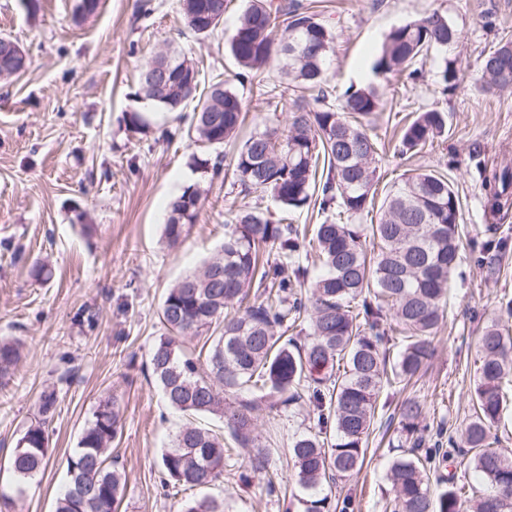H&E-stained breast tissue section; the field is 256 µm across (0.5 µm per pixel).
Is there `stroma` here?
I'll return each instance as SVG.
<instances>
[{
	"instance_id": "stroma-1",
	"label": "stroma",
	"mask_w": 512,
	"mask_h": 512,
	"mask_svg": "<svg viewBox=\"0 0 512 512\" xmlns=\"http://www.w3.org/2000/svg\"><path fill=\"white\" fill-rule=\"evenodd\" d=\"M335 32L329 86H379L385 106L369 132L383 150L379 192L408 169L451 166L462 201L463 261L452 278L435 353L416 383L383 387L362 470L351 477L303 490L288 456L292 436L307 431V406L278 415L256 413V443L268 427L278 434L270 470H252V449H240L211 490L226 512H306L310 501L351 497L354 512H384L391 494L389 467L405 442L397 409L415 398L427 421L460 429L471 413L470 391L479 366L476 340L482 327L500 319L512 298V246L489 272L474 246L485 238L483 197L470 153L481 148L487 164L512 159V90L478 94L473 84L482 52L512 38V0H303ZM246 0H231L223 21L206 37L189 31L180 0H152L150 16L139 0H99L81 13V0H0V36L18 41L30 66L0 83V336L25 344L18 370L0 380V486L10 487L7 462L23 427L37 414L43 392L56 391L49 420V463L16 503L15 512H55L65 482V459L99 402L121 400L123 429L112 457L126 478L118 512H180L185 493L163 495L160 457L184 423L149 377L150 350L161 335L159 310L169 288L199 269L224 243L233 211L258 207L277 212L271 199L241 193L233 173L214 178L194 161L230 157L220 150L166 143L160 128L127 130L129 112L151 106L133 96L138 70L173 45L200 62L201 81L223 73L242 100L247 138L273 109L257 85L235 81L237 65L228 40ZM440 12L463 31L450 51L458 61L457 88L442 92L440 55H431L420 80L403 84L377 77L373 62L394 27ZM448 115V135L425 154L400 160L394 146L414 108ZM201 193L198 220L182 243L162 240L167 203L187 187ZM50 265L49 282L34 280V262ZM277 490L268 492V473Z\"/></svg>"
}]
</instances>
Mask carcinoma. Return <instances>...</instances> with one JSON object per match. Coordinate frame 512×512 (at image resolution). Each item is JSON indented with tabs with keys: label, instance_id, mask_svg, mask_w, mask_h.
<instances>
[{
	"label": "carcinoma",
	"instance_id": "1",
	"mask_svg": "<svg viewBox=\"0 0 512 512\" xmlns=\"http://www.w3.org/2000/svg\"><path fill=\"white\" fill-rule=\"evenodd\" d=\"M219 1L227 2L180 0L191 32L206 37L214 31L224 19L210 15ZM281 23L299 30L277 44L271 33ZM461 38L448 17L426 14L388 32L373 70L386 80L404 76L415 82L428 54L439 51L446 91L456 86L460 72L448 48ZM334 41L332 28L301 0L276 5L248 0L239 15L230 38L239 67L236 80L260 86L267 103L290 113V120L285 129L268 120L245 140L230 160L236 181L245 194H269L287 209L313 205L325 213L334 208L336 219L310 229L275 223L257 210L235 212L224 225L220 252L167 291L159 312L163 333L150 358L151 375L169 407L219 418L227 436L244 448L254 442L260 406L278 411L308 403L313 427L293 436L288 448L298 482L307 489L362 468L381 389L411 380L432 358L449 279L461 262V198L448 175L434 169L404 173L375 205L379 143L367 126L384 98L375 87L349 86L340 107L327 102L326 70ZM155 60L169 61L174 80L168 87L151 86L143 67L136 96L160 110L179 112L197 95L198 67L172 46ZM272 64L282 75L277 84L265 81ZM476 84L486 94L512 88V40L481 55ZM311 89L317 94L310 102L302 91ZM242 121L238 94L218 78L194 106L186 136L221 146L235 137ZM446 133L442 111L418 110L405 124L395 153L413 156ZM471 158L489 223L497 224L512 212V165L487 166L479 148ZM200 201V192L191 188L169 200L167 246L179 245L187 226L196 223ZM370 211L377 218L365 226L344 221ZM267 245L278 250L277 258L263 257ZM507 247L503 239L485 241L479 258L496 257ZM310 250L323 269L311 282L300 262ZM297 328L310 330L308 344L286 335ZM208 331L205 357L185 352V338ZM477 348L473 413L460 437L442 423L433 431L420 426L416 400L400 404L401 431L410 448L390 467L391 512H512V457L490 448L504 386H512V330L491 322ZM21 356L19 339L0 338V379L13 374ZM56 402L55 391L42 394L38 417L13 448V494L0 491L5 512L44 465L45 426ZM121 418L117 396L99 403L78 447L66 458L67 482L56 512H117L125 477L112 467L110 455L121 435ZM453 455L468 458V467L487 485L484 494L438 475ZM229 456L224 435L189 421L161 456L162 487L208 488L223 476ZM183 512H224V499H190Z\"/></svg>",
	"mask_w": 512,
	"mask_h": 512
}]
</instances>
